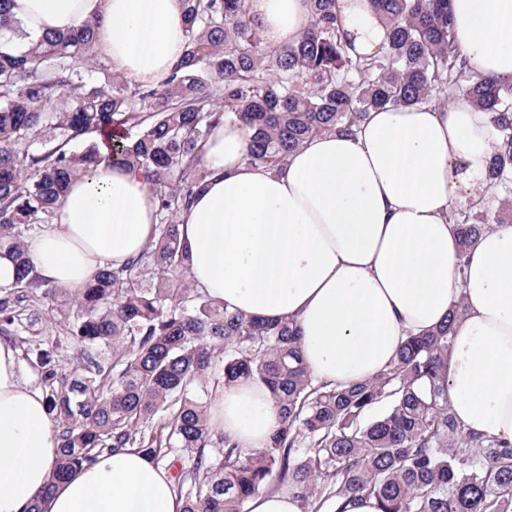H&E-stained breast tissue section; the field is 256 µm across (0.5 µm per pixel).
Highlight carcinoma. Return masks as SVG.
I'll list each match as a JSON object with an SVG mask.
<instances>
[{"mask_svg": "<svg viewBox=\"0 0 512 512\" xmlns=\"http://www.w3.org/2000/svg\"><path fill=\"white\" fill-rule=\"evenodd\" d=\"M12 2L0 0V42L23 36ZM180 2L184 56L158 87L106 72L93 55L96 19L18 55L0 50V257L18 267L0 286V335L19 337L46 393L61 448L48 489L104 452L133 448L167 462L183 512H248L252 497L284 489L300 512H347L361 498L380 512H512V442L460 427L438 384L461 300L371 379L339 388L311 375L294 319L244 316L196 288L177 237L218 124L249 126L244 162L276 168L310 138L354 134L373 109L443 107L458 89L491 114L486 184L511 182L512 82L479 77L455 52L448 0H370L387 28L370 57L348 52L336 0H310L309 30L279 48L266 45L247 0ZM96 133L110 136L112 163L146 174L156 234L126 265L71 290L37 275L28 251L71 182L101 161ZM451 218L465 256L512 212ZM48 308L79 359L64 363L62 341L33 336ZM108 350L110 365L97 359ZM217 371L223 387L269 389L281 423L263 451L215 435L207 381ZM382 403L388 411L366 419Z\"/></svg>", "mask_w": 512, "mask_h": 512, "instance_id": "obj_1", "label": "carcinoma"}]
</instances>
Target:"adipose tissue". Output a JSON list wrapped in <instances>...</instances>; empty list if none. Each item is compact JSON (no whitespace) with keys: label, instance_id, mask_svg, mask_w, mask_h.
I'll use <instances>...</instances> for the list:
<instances>
[{"label":"adipose tissue","instance_id":"ef3b65f1","mask_svg":"<svg viewBox=\"0 0 512 512\" xmlns=\"http://www.w3.org/2000/svg\"><path fill=\"white\" fill-rule=\"evenodd\" d=\"M456 45L473 70L512 80V0H449ZM25 32L101 19L97 41L113 68L153 86L183 56L180 0H14ZM350 54L377 53L385 28L369 0H337ZM268 46L296 42L310 0H250ZM251 132L224 124L202 155L208 176L178 218L179 245L196 287L250 316L291 317L310 372L343 386L388 366L408 334L443 321L452 300L466 312L441 378L459 425L512 441V225L484 232L461 254L450 218L485 179L488 113L464 95L366 114L355 134L311 138L279 170L243 162ZM153 195L142 174L101 162L70 186L53 224L32 242L36 270L80 288L104 266L137 257L155 236ZM215 432L261 450L278 425L267 388H218ZM58 440L43 391L21 372L13 339L0 336V512H182L167 469L134 450L101 454L46 492Z\"/></svg>","mask_w":512,"mask_h":512}]
</instances>
